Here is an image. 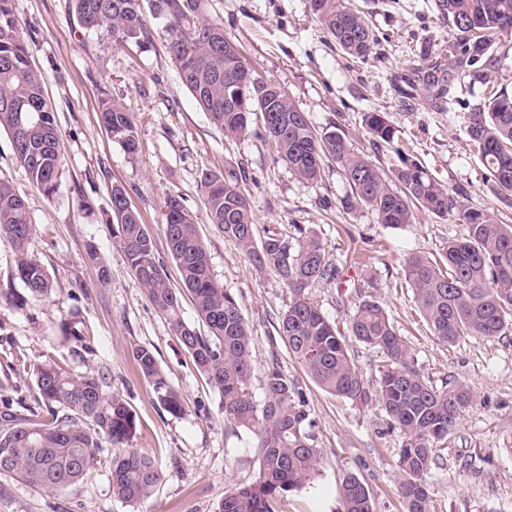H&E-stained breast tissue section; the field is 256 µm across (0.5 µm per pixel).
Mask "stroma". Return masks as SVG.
<instances>
[{
  "instance_id": "1",
  "label": "stroma",
  "mask_w": 512,
  "mask_h": 512,
  "mask_svg": "<svg viewBox=\"0 0 512 512\" xmlns=\"http://www.w3.org/2000/svg\"><path fill=\"white\" fill-rule=\"evenodd\" d=\"M377 44L366 60L339 50L310 0H207L206 14L222 24L247 63L280 85L318 129L343 130L351 148L389 169L401 158L419 161L467 208L512 224V201L496 195L489 173L468 144L471 112L499 91L512 94V35L500 36L486 59L456 64L455 36L437 0H352ZM30 60L45 78L61 146L59 186L47 198L29 179L0 130V178L24 199L34 225L29 254L53 281L44 297L26 295L14 275L10 242L0 239V405L23 417L37 410L32 366L47 358L75 373L103 375L136 415L130 447L155 458L165 479L130 506L114 498L107 468H91L63 491L39 490L4 475L9 497L0 512H218L224 493L251 483L259 471L255 436L225 420L219 392L173 335L168 318L139 288L112 240L113 186H123L152 236L171 281L179 272L166 239L165 200L180 196L195 216L214 278L235 295L252 330V391L264 397L265 371L278 364L303 394L320 452L313 482L291 492L282 512H339L342 481L352 473L367 486L374 512H404L398 491L403 436L382 406L355 405L312 382L277 333L289 299L275 272L260 270L206 214L201 180L226 166L244 171L256 225L313 231L339 269L336 280L308 289L330 320L346 325L358 305L377 298L436 387L461 384L474 395L448 446L428 475L434 512H512V332L439 343L420 317L404 266L414 253L440 255L464 225L451 216L418 212L398 228L378 224L367 208L346 209L350 188L334 161L314 182L278 161L259 123L228 139L180 80L158 20L147 36L117 46L86 31L71 0H14ZM441 83L428 87L429 77ZM106 102L120 104L138 132L128 154L99 121ZM385 113L393 144L377 145L364 125ZM96 244L110 271L101 285L87 259ZM71 324L83 342H63ZM152 347L169 382L185 401L174 416L160 404L133 352ZM28 370H20V363Z\"/></svg>"
}]
</instances>
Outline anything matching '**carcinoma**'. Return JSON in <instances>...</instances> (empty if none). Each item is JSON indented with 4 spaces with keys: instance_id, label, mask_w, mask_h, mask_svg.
<instances>
[{
    "instance_id": "cac0c4a2",
    "label": "carcinoma",
    "mask_w": 512,
    "mask_h": 512,
    "mask_svg": "<svg viewBox=\"0 0 512 512\" xmlns=\"http://www.w3.org/2000/svg\"><path fill=\"white\" fill-rule=\"evenodd\" d=\"M142 2L72 0L82 25L109 36L117 46L147 35ZM151 2L182 83L224 137L246 133L256 116L276 158L299 178L313 182L321 176L325 160L336 162L350 187L345 208L366 207L378 223L392 228L412 223L418 209L438 217L453 213L466 225V235L448 241L441 259L414 254L406 262V279L418 311L438 342L450 345L471 336L494 338L512 332V224L500 223L491 213L463 208L416 161L404 158L386 172L351 150L342 131L317 130L280 86L273 85L269 96L261 98L253 86L225 80L224 71L248 64L234 43L212 35L217 24L205 15L206 0ZM438 2L468 63L479 62L497 37L512 33V0ZM310 8L345 53L368 56L375 35L348 0H310ZM44 82L29 59L13 0H0V129L10 133L16 159L51 199L58 189L60 144ZM236 96L244 98L247 111H224V99ZM99 119L128 153H136V127L119 104H103ZM364 121L377 143L393 142L395 130L383 114L369 112ZM467 135L490 174L494 192L511 197L512 96L499 92L480 105L471 113ZM202 191L210 223L218 225L255 266L275 271L288 285L290 298L278 333L289 355L316 385L336 397L361 404L377 398L404 436L398 470L405 512H432L427 476L438 451L472 407L471 390L464 385L441 389L431 385L385 307L375 299L362 301L346 331H341L306 294L308 288L336 280L337 265L316 235L298 225L294 249L275 224L264 228L263 240L256 243L255 214L236 170L205 174ZM112 222V238L125 253L135 283L170 319L181 346L220 393L224 419L257 438L258 476L224 492L218 512H277L281 499L319 471V451L307 432L310 422L302 392L273 362L266 371L265 398L260 403L254 400L251 328L236 297L215 280L207 246L179 196L167 198L166 235L180 272V290L171 287L151 235L139 213L127 207L126 190L119 185L112 187ZM32 234L24 199L0 179V238L15 251L16 275L27 293L42 297L51 292L52 281L27 251ZM87 257L98 267L100 283L108 284L110 273L95 245L88 247ZM183 292L192 296L207 333L179 317ZM349 336L385 358L374 394L352 361ZM134 358L165 410L181 414L180 394L153 350L139 346ZM33 373L41 411L21 421L8 407L0 412V419L7 422V428L0 430V475H17L43 489L67 490L99 463L101 441L124 444L134 437L136 416L98 374L71 373L54 360L34 367ZM106 464L112 495L129 505L150 497L164 480L155 459L136 448L125 449ZM341 503L342 512H373L369 490L354 474L343 481Z\"/></svg>"
}]
</instances>
